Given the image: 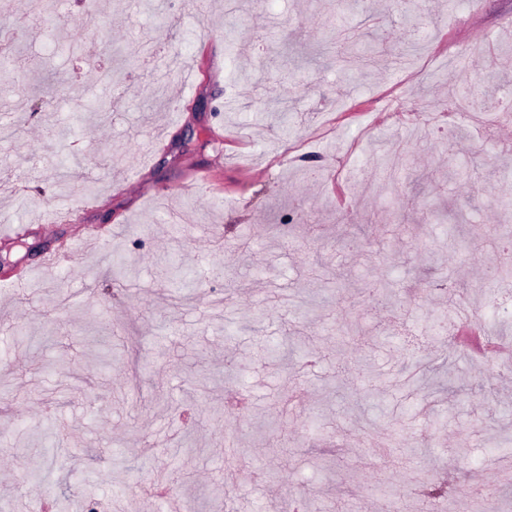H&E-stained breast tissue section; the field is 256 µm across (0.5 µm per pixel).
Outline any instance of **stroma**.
Here are the masks:
<instances>
[{"instance_id": "35a3bbf8", "label": "stroma", "mask_w": 512, "mask_h": 512, "mask_svg": "<svg viewBox=\"0 0 512 512\" xmlns=\"http://www.w3.org/2000/svg\"><path fill=\"white\" fill-rule=\"evenodd\" d=\"M226 2L8 0L0 512H512V0ZM102 228L92 226L88 228L85 235L77 240L69 241L63 250V256L69 257L85 248H101L103 245Z\"/></svg>"}]
</instances>
